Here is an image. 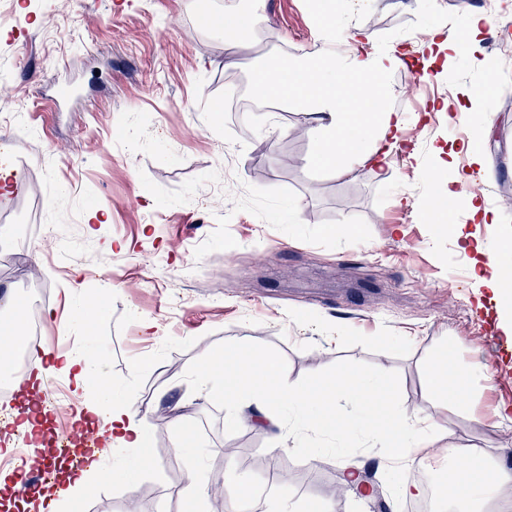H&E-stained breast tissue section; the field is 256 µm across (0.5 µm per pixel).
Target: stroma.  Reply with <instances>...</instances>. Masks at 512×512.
Here are the masks:
<instances>
[{"mask_svg":"<svg viewBox=\"0 0 512 512\" xmlns=\"http://www.w3.org/2000/svg\"><path fill=\"white\" fill-rule=\"evenodd\" d=\"M251 9L250 0H0V147L27 160L8 167L15 188L0 194V238L11 241L15 223L33 227L17 263L0 260V295L48 289V330L102 362L114 395L149 411L151 461L133 490L94 483L81 512H184L178 494L195 462L214 488L255 481V512H266L274 489L300 512L324 501L335 512H373L380 497L394 503L413 472L386 469L388 440L358 435L346 402L339 437L292 433L275 452L277 428L253 427L252 406H226L199 384L198 369L242 343L281 360L292 383L341 365L376 373L409 410L426 403L423 365L436 352L487 363L491 377L473 383L469 413L435 411L448 434L418 465L433 473L486 449L485 479L512 500V485L498 482L500 468H512V398L493 396L494 379L512 377V306L473 279L512 230V56L488 42L499 15L475 0L343 5L337 27L399 43L409 63L389 78L403 118L392 164L339 180L308 164L312 137L293 108L272 120L214 112L226 75L246 83L279 48L301 56L324 46L309 0H266L265 20L226 55L202 15ZM474 13L483 19L472 45L419 64L429 30ZM423 70L429 93L418 107L408 90ZM489 78L508 94L470 110L468 94ZM66 80L82 97L56 103L54 87ZM489 117L487 169L460 189L478 193L498 221L461 210L453 234L424 217L448 179L431 153L466 141ZM401 196L406 205H396ZM93 211L106 223L86 224ZM79 298L100 300L105 314L76 335L60 307ZM231 413L241 424L225 426ZM372 460L377 483L363 492L345 469Z\"/></svg>","mask_w":512,"mask_h":512,"instance_id":"stroma-1","label":"stroma"}]
</instances>
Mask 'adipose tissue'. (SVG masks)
Segmentation results:
<instances>
[{
	"instance_id": "1",
	"label": "adipose tissue",
	"mask_w": 512,
	"mask_h": 512,
	"mask_svg": "<svg viewBox=\"0 0 512 512\" xmlns=\"http://www.w3.org/2000/svg\"><path fill=\"white\" fill-rule=\"evenodd\" d=\"M335 14L336 0H318L316 18L325 39L321 53L280 57L275 65L257 69L252 82L262 99L289 105L306 116L313 140L310 164L340 179L354 169L390 162L396 148L390 135L399 131L402 119L389 105L388 81L401 65L402 56L395 44L378 45L361 32L337 28ZM480 22V15L475 14L466 18L459 30H431L424 46L433 56L455 51L474 42ZM235 356V368L224 374L221 391L225 399L254 401L269 420L280 418V403L289 399L298 412V424L324 434L336 431V400L355 404L364 416L379 412L383 426L360 423L356 429L370 440L391 433L387 459L394 466L415 462L421 450L443 434V426L433 420L435 409L461 406L473 381L488 376L485 366L455 364L443 350L424 365L431 392L427 406L408 411L384 396L374 410L370 402L381 394L385 383L372 373L342 367L327 379L291 384L276 359L251 355L244 346L236 347ZM105 406L110 412L101 418L99 431L107 434L113 445L142 449L143 419L134 410V400L115 401L111 388L103 385L86 410L98 415ZM488 459L485 450L470 449L469 468L450 498L453 512H482L488 505L495 512H512V502L499 500L496 489L483 481Z\"/></svg>"
}]
</instances>
